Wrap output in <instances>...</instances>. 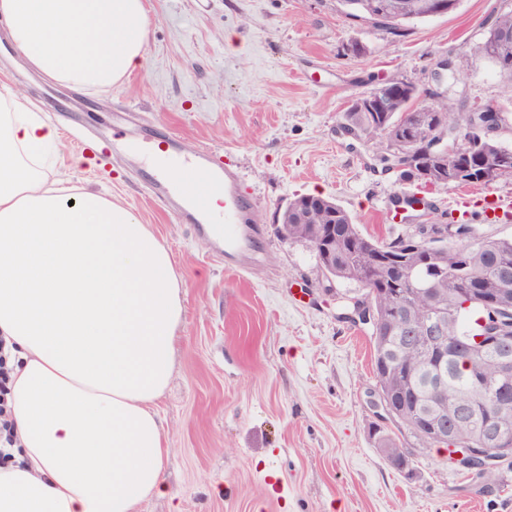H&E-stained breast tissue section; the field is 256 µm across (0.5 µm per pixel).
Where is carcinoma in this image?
<instances>
[{
	"mask_svg": "<svg viewBox=\"0 0 512 512\" xmlns=\"http://www.w3.org/2000/svg\"><path fill=\"white\" fill-rule=\"evenodd\" d=\"M398 12L371 23L399 36L404 26L430 17L431 0H394ZM476 52L490 60L502 78L512 84V11L496 15L488 35ZM388 111L347 112L345 125L357 137L382 148L379 161L387 170L399 173V180L425 185L420 169L407 156L421 150L417 141L391 145L392 134L405 114L418 118L419 127L435 120L445 131L465 130L481 142V151L496 162L495 178H512V161L501 162L505 147L498 135H490L476 127L475 115L465 111L458 96L431 92L418 97L387 96ZM307 196L288 202V239L305 242L316 251L323 270L335 278L354 282L361 294L353 302L364 300L372 305L376 319L371 323L374 348V371L377 385L392 409L390 422L405 428L421 442L422 447L443 445L428 435L425 423L415 417L418 411L437 412L454 406L473 409L455 425L456 445L482 448L483 427L487 413H497L507 447L512 448V390L498 396L501 382L496 351L479 348L474 337L482 334L479 320L495 311L500 319L512 324V239L478 237L472 227L453 228L454 243L433 241L426 246L403 241L397 236L388 242L365 237L348 212L333 199L323 198L320 208L303 206ZM335 225L336 249L326 255L317 245L314 234L327 233V225ZM381 288H406L409 294L401 300L402 311L390 309L388 299L379 294ZM465 288L479 291V299L464 306ZM435 311L445 315L447 340L466 337L464 349L448 359V382L435 383L426 361L425 339L415 336L407 342L396 337L408 320L418 321Z\"/></svg>",
	"mask_w": 512,
	"mask_h": 512,
	"instance_id": "1",
	"label": "carcinoma"
}]
</instances>
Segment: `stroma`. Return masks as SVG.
<instances>
[{"mask_svg": "<svg viewBox=\"0 0 512 512\" xmlns=\"http://www.w3.org/2000/svg\"><path fill=\"white\" fill-rule=\"evenodd\" d=\"M512 0H461L395 37L342 13L337 0H148L142 70L90 93L46 81L0 36V90L24 96L61 132L58 174L126 202L166 245L183 282L184 318L168 389L158 402L170 460L166 491L138 512H512V469L473 482L442 448L402 445L413 477L373 438L377 388L368 327L341 318L355 283L329 277L307 244L280 233L299 195L333 198L361 233L388 241L454 218L479 236L512 238L493 200L512 179L424 189L384 170L377 149L345 135L352 99L393 80L434 89L435 58L484 41ZM365 47L349 51L351 41ZM469 105L507 104L512 89L473 55L444 79ZM177 152L208 148L233 164L257 206L260 244L245 271L215 255L209 234L145 191L155 176L147 133ZM91 139L94 151L79 147ZM82 157L71 168V156ZM424 194L426 214L394 210Z\"/></svg>", "mask_w": 512, "mask_h": 512, "instance_id": "stroma-1", "label": "stroma"}]
</instances>
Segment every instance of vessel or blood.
Returning <instances> with one entry per match:
<instances>
[{"mask_svg": "<svg viewBox=\"0 0 512 512\" xmlns=\"http://www.w3.org/2000/svg\"><path fill=\"white\" fill-rule=\"evenodd\" d=\"M155 157L163 162L177 164L193 170L198 177L197 190L177 189L164 186L162 182H152L155 192H166L172 201L183 211L188 223L202 224L206 208L198 195L199 190L220 191L224 194V256L233 263L239 262L251 244L250 235L244 234L241 227L250 223L251 211L255 207L254 198L242 187L238 171L216 160L211 151L203 150L191 157H184L165 141L154 142Z\"/></svg>", "mask_w": 512, "mask_h": 512, "instance_id": "obj_1", "label": "vessel or blood"}]
</instances>
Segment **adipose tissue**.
Masks as SVG:
<instances>
[{
    "label": "adipose tissue",
    "instance_id": "1",
    "mask_svg": "<svg viewBox=\"0 0 512 512\" xmlns=\"http://www.w3.org/2000/svg\"><path fill=\"white\" fill-rule=\"evenodd\" d=\"M0 28L44 78L94 93L146 54L145 0H0ZM59 142L0 93V336L19 437L0 465V512H137L165 492L157 403L182 282L130 206L49 177Z\"/></svg>",
    "mask_w": 512,
    "mask_h": 512
}]
</instances>
